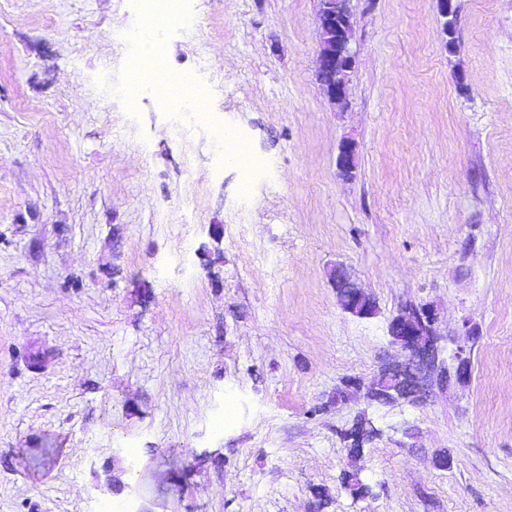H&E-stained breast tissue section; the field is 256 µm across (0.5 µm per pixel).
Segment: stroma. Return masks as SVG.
Segmentation results:
<instances>
[{"instance_id":"1","label":"stroma","mask_w":512,"mask_h":512,"mask_svg":"<svg viewBox=\"0 0 512 512\" xmlns=\"http://www.w3.org/2000/svg\"><path fill=\"white\" fill-rule=\"evenodd\" d=\"M184 3L167 68L264 161L252 184L209 122L105 94L138 0H0V512H512V0H454L451 46L436 0H350L342 105L319 0ZM406 306L477 332L471 377L367 400ZM323 0H319L318 20L321 31L324 28L332 26L337 27L339 31V46L336 51L324 50V45L319 52V65L317 71V79L328 98L341 101L345 98L346 82L337 83L335 73L342 60H352L353 54L350 49V37L353 29V15L348 9L349 0H338L342 7V16L336 21V3L335 12L330 11L333 6L323 5ZM336 274L340 277V286L336 280L335 288L342 309L357 317L373 315L374 311L369 308L368 303H364V300L368 298L344 272L343 268L336 269ZM128 472L126 468L121 465L120 460L112 458V467L109 466L104 471L103 489L108 494L118 495L124 487L122 476Z\"/></svg>"}]
</instances>
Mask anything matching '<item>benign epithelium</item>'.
<instances>
[{
    "instance_id": "7a95c632",
    "label": "benign epithelium",
    "mask_w": 512,
    "mask_h": 512,
    "mask_svg": "<svg viewBox=\"0 0 512 512\" xmlns=\"http://www.w3.org/2000/svg\"><path fill=\"white\" fill-rule=\"evenodd\" d=\"M349 0H338L342 7L341 18L331 11L329 5H319L318 20L320 28L332 26L339 31L338 49L319 52L317 79L328 98L341 101L345 98L346 83L336 82L335 73L340 63L352 59L350 37L353 29V15L348 9ZM340 277V286L336 293L342 309L357 316L369 317L374 311L364 303L365 294L356 286L343 269H336ZM434 314L423 308L406 307L393 317L389 324V333L395 344L406 354V360L400 365L385 368L376 389L384 392L393 403L407 398L415 401L421 398L433 383L439 381L437 362L440 337L435 329ZM475 335L467 331L462 335V343L456 346L449 359L457 361V380L466 381L470 377V357L468 343ZM127 469L117 459L104 471L103 489L118 495L124 487L122 476Z\"/></svg>"
}]
</instances>
